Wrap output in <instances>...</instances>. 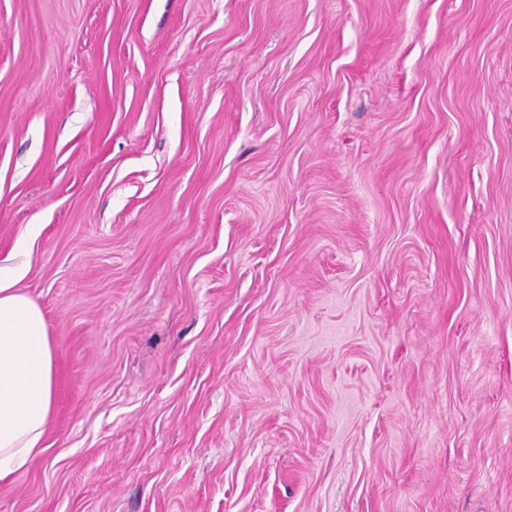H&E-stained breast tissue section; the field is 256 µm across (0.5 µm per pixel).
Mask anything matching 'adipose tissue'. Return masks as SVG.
<instances>
[{
  "label": "adipose tissue",
  "instance_id": "ef3b65f1",
  "mask_svg": "<svg viewBox=\"0 0 512 512\" xmlns=\"http://www.w3.org/2000/svg\"><path fill=\"white\" fill-rule=\"evenodd\" d=\"M27 272L0 266V483L44 454L53 420L55 349L41 307L19 286Z\"/></svg>",
  "mask_w": 512,
  "mask_h": 512
}]
</instances>
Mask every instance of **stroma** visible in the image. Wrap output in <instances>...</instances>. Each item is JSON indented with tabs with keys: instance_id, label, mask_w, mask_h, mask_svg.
<instances>
[{
	"instance_id": "35a3bbf8",
	"label": "stroma",
	"mask_w": 512,
	"mask_h": 512,
	"mask_svg": "<svg viewBox=\"0 0 512 512\" xmlns=\"http://www.w3.org/2000/svg\"><path fill=\"white\" fill-rule=\"evenodd\" d=\"M31 233L0 512H512V0H0ZM27 272L0 266V483L44 454L53 420L55 349L41 307L18 288Z\"/></svg>"
}]
</instances>
